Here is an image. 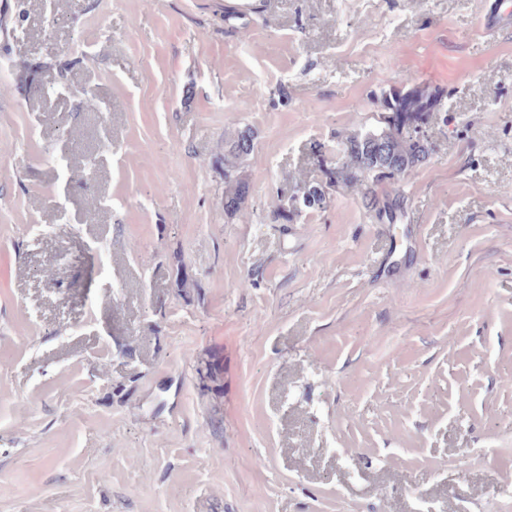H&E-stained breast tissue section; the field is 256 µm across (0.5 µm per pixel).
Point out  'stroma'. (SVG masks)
<instances>
[{"label":"stroma","mask_w":512,"mask_h":512,"mask_svg":"<svg viewBox=\"0 0 512 512\" xmlns=\"http://www.w3.org/2000/svg\"><path fill=\"white\" fill-rule=\"evenodd\" d=\"M248 2L0 0V512H512V13ZM414 86L405 217L274 221ZM254 149L253 133L240 130L225 139L224 157V209L237 213L249 195V183L242 175V165Z\"/></svg>","instance_id":"35a3bbf8"}]
</instances>
